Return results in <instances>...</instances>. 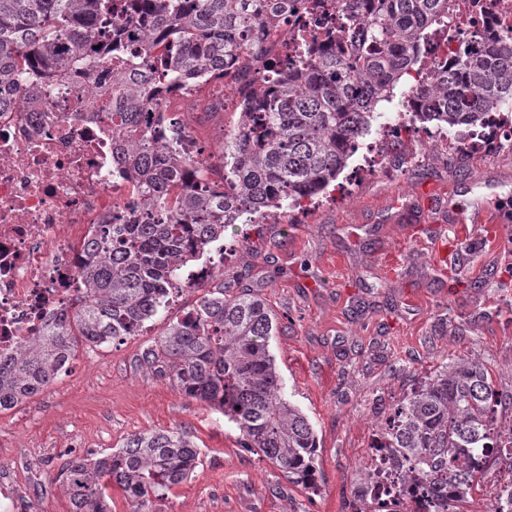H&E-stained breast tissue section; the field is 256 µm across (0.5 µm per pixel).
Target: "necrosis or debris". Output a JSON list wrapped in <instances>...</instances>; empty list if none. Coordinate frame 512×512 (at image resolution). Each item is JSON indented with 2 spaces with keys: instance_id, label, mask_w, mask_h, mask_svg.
<instances>
[{
  "instance_id": "necrosis-or-debris-1",
  "label": "necrosis or debris",
  "mask_w": 512,
  "mask_h": 512,
  "mask_svg": "<svg viewBox=\"0 0 512 512\" xmlns=\"http://www.w3.org/2000/svg\"><path fill=\"white\" fill-rule=\"evenodd\" d=\"M449 37L435 40L440 66L460 62L488 39L512 37V0H451ZM308 10L276 24L264 55L240 54L224 73V90L210 98L215 112L238 111L245 97L263 100L260 77L274 59L296 58L303 30L337 26L334 0H309ZM0 112V353L39 335L50 319L84 292L80 269L98 225L128 212L131 181L112 155V78L75 73L41 79L37 99L5 92ZM371 492L388 506L401 499L423 512V484H397L396 465L373 455Z\"/></svg>"
}]
</instances>
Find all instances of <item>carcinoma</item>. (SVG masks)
<instances>
[{"label":"carcinoma","mask_w":512,"mask_h":512,"mask_svg":"<svg viewBox=\"0 0 512 512\" xmlns=\"http://www.w3.org/2000/svg\"><path fill=\"white\" fill-rule=\"evenodd\" d=\"M297 0H0V87L44 74L65 77L112 61V146L139 188L124 224L98 225L81 270L85 293L45 331L0 358V412L35 396L68 371L83 344L120 343L158 313L180 271L244 214L293 208L319 195L347 167L410 69L426 60L431 35L447 31L450 0H334L341 38L306 52L301 71L274 65L271 101L245 103L224 139V190L193 166L185 148L152 134L147 91L202 92L224 78L239 52H265L266 27ZM139 47L135 54L127 45ZM421 122L456 129L489 124L512 103V38L489 40L430 84L409 87ZM278 318L258 294L205 293L169 324L143 356L179 393L234 421L240 445L261 454L288 482L316 487L318 439L285 396L269 341ZM485 366L462 356L423 376L385 413L370 448L404 460L416 475L469 494L512 422ZM200 448L183 430L132 435L118 449L73 455L59 477L72 512H112V487L132 512H156L187 481Z\"/></svg>","instance_id":"carcinoma-1"}]
</instances>
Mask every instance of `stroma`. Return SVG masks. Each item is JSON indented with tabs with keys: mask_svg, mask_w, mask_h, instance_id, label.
<instances>
[{
	"mask_svg": "<svg viewBox=\"0 0 512 512\" xmlns=\"http://www.w3.org/2000/svg\"><path fill=\"white\" fill-rule=\"evenodd\" d=\"M237 120L196 112L199 147L221 153ZM404 149V173L359 174L354 156L309 206L243 215L183 269L214 276L185 286L139 335L79 350L69 373L0 413V489L15 512L40 490L47 512H70L64 454L172 429L193 435L200 463L159 512H350L378 420L422 372L461 355L512 397V150H428L413 138ZM223 287L257 290L280 318L270 350L286 398L317 434V490L240 448L234 422L141 361L170 321Z\"/></svg>",
	"mask_w": 512,
	"mask_h": 512,
	"instance_id": "1",
	"label": "stroma"
}]
</instances>
